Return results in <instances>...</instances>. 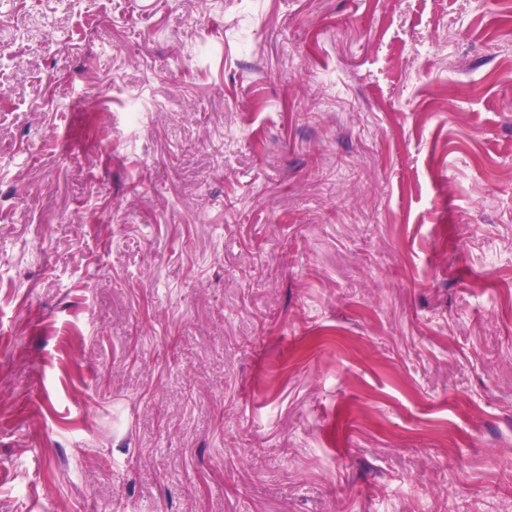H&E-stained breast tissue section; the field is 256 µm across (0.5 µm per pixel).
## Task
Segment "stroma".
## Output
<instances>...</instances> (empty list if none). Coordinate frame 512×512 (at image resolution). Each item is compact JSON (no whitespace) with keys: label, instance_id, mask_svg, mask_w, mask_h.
Returning a JSON list of instances; mask_svg holds the SVG:
<instances>
[{"label":"stroma","instance_id":"35a3bbf8","mask_svg":"<svg viewBox=\"0 0 512 512\" xmlns=\"http://www.w3.org/2000/svg\"><path fill=\"white\" fill-rule=\"evenodd\" d=\"M0 512H512V0H0Z\"/></svg>","mask_w":512,"mask_h":512}]
</instances>
